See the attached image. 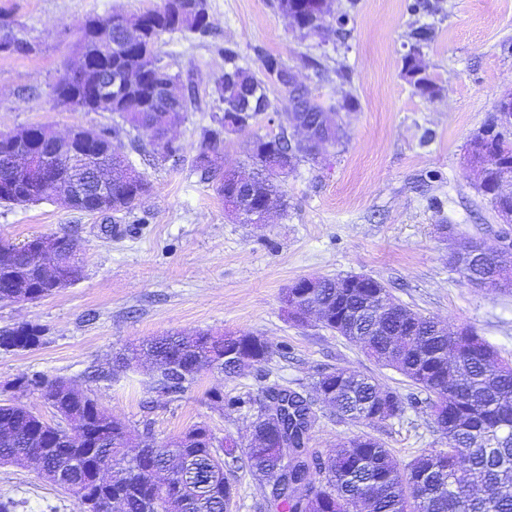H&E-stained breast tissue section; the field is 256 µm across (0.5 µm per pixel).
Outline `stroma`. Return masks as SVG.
<instances>
[{
	"instance_id": "1",
	"label": "stroma",
	"mask_w": 512,
	"mask_h": 512,
	"mask_svg": "<svg viewBox=\"0 0 512 512\" xmlns=\"http://www.w3.org/2000/svg\"><path fill=\"white\" fill-rule=\"evenodd\" d=\"M162 0H0V24L34 44L29 54H0V133L31 125L67 134L74 126L112 124L108 112L74 111L57 100L56 85L76 57L88 18L112 11L138 14ZM206 34L162 35L172 72L190 78L200 101L174 135L181 152L144 160L123 151L150 189L131 211L90 214L54 198L26 206L0 205V239L20 244L37 235L66 234L82 249L84 276L32 302L0 303V330L27 323L41 329L38 346L0 349V400L45 412L42 393L18 387L24 376L70 381L132 430L165 445L196 424L246 448L267 387L309 390L324 371L347 367L374 377L405 403L402 417L340 420L326 407L309 447L329 452L366 434L401 462L445 445L426 402L402 374L368 357L362 346L289 319L282 294L303 277L363 274L385 284L403 304L449 330L474 328L512 359V291L482 288L455 270L452 246L476 240L512 247V224L500 223L466 161L468 144L512 92V0H328L320 33L289 27L277 0H206ZM347 15L345 35L336 18ZM433 38L420 61L439 86L416 93L402 73L412 28ZM258 71L259 54L280 58L318 100L341 108L347 136L276 177L282 209L266 223L242 224L224 208L214 183L194 168L203 128L219 111L214 93L224 51ZM348 77L340 79L337 68ZM351 108H343L345 97ZM273 108L248 129L228 135L217 162L250 173L247 147L277 134L288 108L285 88L269 89ZM202 330L249 331L273 353L231 377L203 372L183 394L170 396L145 367L114 371V357L146 339ZM248 396L251 406L224 410L210 395ZM229 479L233 512H267L266 486L248 469ZM18 512H84L35 468L0 466V498Z\"/></svg>"
}]
</instances>
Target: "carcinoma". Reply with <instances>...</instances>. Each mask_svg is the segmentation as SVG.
<instances>
[{
  "label": "carcinoma",
  "mask_w": 512,
  "mask_h": 512,
  "mask_svg": "<svg viewBox=\"0 0 512 512\" xmlns=\"http://www.w3.org/2000/svg\"><path fill=\"white\" fill-rule=\"evenodd\" d=\"M285 17L307 28L319 29L326 12V0H277ZM127 27L114 35L113 48L94 39L88 20L78 48L84 61L63 76L56 95L75 110L109 112L131 131L151 135L153 157H169L182 146L169 140L167 150L156 139L187 113L199 107L192 88L181 76L162 63L159 41L165 33H198L209 30L207 9L185 13L179 0H166L160 9L137 16L115 13ZM14 48L18 54L33 47L9 28H0V52ZM263 77L259 78L236 62V53L224 49L228 68L217 79L215 92L222 114L213 118L217 127L204 131L197 148L196 169L201 178L216 184L218 194L229 203L237 195L251 197L239 221L256 224L254 211L278 205L274 177L285 173L301 157H315L314 145L289 138L285 132L257 137L249 146V157L261 168L252 178H240L233 168L212 166L224 136L250 127L259 116L273 108L269 86L280 83L288 67L277 57L259 56ZM123 76L124 84L112 92V105L97 100L100 74L106 68ZM302 105L289 94L288 111L296 127L314 125L322 135L340 143L346 131L330 123L326 106L302 91ZM470 144L473 162H490V156L512 159V144L492 123ZM102 151L101 177L112 180V199L106 207L113 212L129 209L147 190L143 175L114 145L117 126L95 131ZM500 172L487 168L481 190L493 208L512 203V196L500 191ZM52 197L35 176L24 177L21 166L5 179L0 176V203L27 205ZM25 244L0 242V280L11 283L9 294L42 299L51 295L36 254H24ZM512 266V256L498 253L483 257L476 272L484 275ZM352 279L322 278L319 288H289L283 295L285 308L316 316L323 328L345 339L361 342L367 355L390 366L412 385L427 394L434 423L446 447L425 451L403 464L379 441L358 435L348 438L333 453L307 447L310 430L319 416L307 395L288 388H271L267 395L289 405L281 417L284 435L298 454L288 479L274 493L280 512H512V361L469 327L448 332L438 322L400 303L384 286L340 288ZM366 310L369 327L353 337L346 321L356 308ZM248 331L217 334L202 331L192 338L169 335L128 349L121 367L139 362H159L163 369L156 379L162 392H185L204 370L224 368V353L242 345ZM41 330L28 323L0 331V348L28 350L40 343ZM20 385L43 391L45 405L56 418L48 427L15 401H0V466L24 468L38 464L46 481L75 493L81 488L120 512H226L234 505L236 488L226 473L238 465L247 467L262 481L275 473L277 448H262L268 437L263 426L252 433L245 454L222 441L214 442L211 431L197 425L168 444L158 447L145 436L134 455L124 452L130 436L126 423L112 417L94 399L66 390L61 379L45 381L39 376L23 379ZM319 400L329 405L342 420L379 421L398 417L404 402L392 393L393 409L378 413L374 378L349 368L320 374L313 383ZM178 474L173 483L171 474Z\"/></svg>",
  "instance_id": "cac0c4a2"
}]
</instances>
